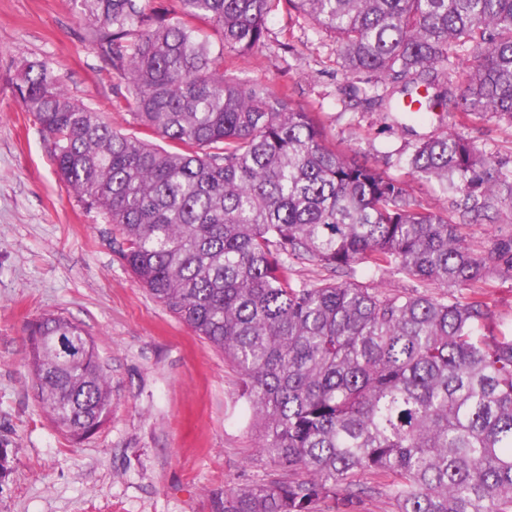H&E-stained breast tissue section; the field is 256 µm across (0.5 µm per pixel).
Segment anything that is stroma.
<instances>
[{
	"instance_id": "1",
	"label": "stroma",
	"mask_w": 512,
	"mask_h": 512,
	"mask_svg": "<svg viewBox=\"0 0 512 512\" xmlns=\"http://www.w3.org/2000/svg\"><path fill=\"white\" fill-rule=\"evenodd\" d=\"M34 58L60 71L73 99L111 114L117 130L138 131L114 111L120 83L70 0H0V448L12 460L0 512H209L210 491L286 477L259 452L237 369L134 279L118 227L59 180L51 138L14 95L18 70ZM224 71L288 93L320 113L330 144L408 181L423 205L455 209L458 195L409 175L415 137L438 132L435 119L414 120L411 136L380 113L346 107L332 35L276 13L262 49L225 53ZM447 124L512 172L511 122L452 112ZM510 233L507 201L468 228L484 247ZM45 313L93 337L112 381L109 421L77 444L48 420L24 364L26 326Z\"/></svg>"
}]
</instances>
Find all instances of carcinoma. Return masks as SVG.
I'll return each instance as SVG.
<instances>
[{"instance_id": "1", "label": "carcinoma", "mask_w": 512, "mask_h": 512, "mask_svg": "<svg viewBox=\"0 0 512 512\" xmlns=\"http://www.w3.org/2000/svg\"><path fill=\"white\" fill-rule=\"evenodd\" d=\"M70 2L124 84L113 108L145 137L72 100L46 60L21 66L15 96L53 139L59 178L121 227L137 281L241 369L261 452L294 473L214 490L210 512H357L359 474L385 481L396 512H512V335L487 291L512 278V234L482 250L466 232L512 201V174L444 129L414 145L410 173L461 200L425 207L407 181L328 145L318 113L224 76V51L259 49L284 10L367 74L344 92L370 110L512 123V0ZM299 258L393 269L422 290L310 284L293 277ZM27 332L50 421L88 438L112 414L95 341L52 314Z\"/></svg>"}]
</instances>
